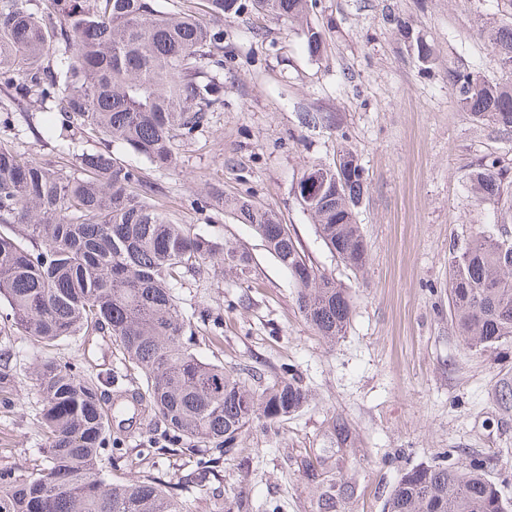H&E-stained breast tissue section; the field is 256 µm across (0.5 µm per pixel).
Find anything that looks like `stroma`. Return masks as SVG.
Instances as JSON below:
<instances>
[{
	"label": "stroma",
	"instance_id": "obj_1",
	"mask_svg": "<svg viewBox=\"0 0 512 512\" xmlns=\"http://www.w3.org/2000/svg\"><path fill=\"white\" fill-rule=\"evenodd\" d=\"M389 13L408 22L411 39L385 22ZM510 24L507 0H309L301 24L233 15L223 24L224 104L194 139L175 141L176 168L157 169L112 144L179 223L252 257L244 273L206 262L175 282L198 329V356L234 374L256 370L265 383L291 373L311 394L288 420L245 428L224 459L221 491L246 485L257 512H321L331 483L335 512H384L404 472L438 463L483 464L512 502V404L501 401L512 388V342L469 349L448 306L452 253L497 218L492 204L475 201L467 175L487 156L512 168V135L473 122L448 72L512 82L482 35ZM310 27L324 41L316 55L307 49ZM417 37L433 49L425 68ZM305 112L334 125L303 127ZM44 119L15 112L0 120V140L68 171L73 154L101 149L75 126L65 138L42 137ZM344 147L367 181L356 214L370 248L361 273L329 252L297 194L309 165L332 162ZM213 188L271 208L306 257L349 289L352 316L336 344L305 321L261 238L228 211L199 205ZM215 331L222 341L214 345ZM58 350L97 371L124 364L100 336L69 338ZM0 356L16 373L13 403L0 407V448L31 464L44 445L33 351L21 334L0 335Z\"/></svg>",
	"mask_w": 512,
	"mask_h": 512
}]
</instances>
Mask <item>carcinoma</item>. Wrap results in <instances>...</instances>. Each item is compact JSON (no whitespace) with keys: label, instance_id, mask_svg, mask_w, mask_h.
Returning a JSON list of instances; mask_svg holds the SVG:
<instances>
[{"label":"carcinoma","instance_id":"obj_1","mask_svg":"<svg viewBox=\"0 0 512 512\" xmlns=\"http://www.w3.org/2000/svg\"><path fill=\"white\" fill-rule=\"evenodd\" d=\"M276 19L303 18L308 0H198L197 10L170 12L158 0H0V91L25 106L50 103L43 134L63 137L73 125L105 144L120 143L154 167L175 165L173 143L190 140L221 102L224 84L207 69L224 68V18L245 8ZM499 64L512 69V26L488 32ZM473 120L512 131V84L473 71L448 75ZM65 124L59 126L55 115ZM341 164L310 171L327 179L302 186L300 205L316 221L329 251L356 270L369 247L355 210L364 170L350 152ZM75 174L47 165L0 141V301L9 312L0 333L14 330L36 352L38 422L46 441L43 463L18 467L0 448V512H185L173 492L180 483L151 474L112 478L133 439L140 461L161 456L194 463L184 488L218 479L238 434L255 422L280 423L299 411L308 393L283 376L260 391L221 364L195 352V331L172 288L181 270L223 261L244 272L251 257L220 250L159 208L141 171L105 148L75 155ZM483 202L512 210L508 169L485 157L469 174ZM203 203L229 207L264 241L288 271L300 312L317 335L334 342L352 313L351 296L309 264L286 224L272 210L240 197L228 203L208 191ZM449 296L455 327L477 350L512 339V238L483 224L451 257ZM103 333L142 381L117 372L83 370L54 354L64 339ZM14 377L0 368V402ZM131 403L140 431L114 430L106 407ZM163 425L162 437L152 436ZM233 509L253 512L244 486ZM387 512H512L479 468L434 464L407 470L391 490Z\"/></svg>","mask_w":512,"mask_h":512}]
</instances>
